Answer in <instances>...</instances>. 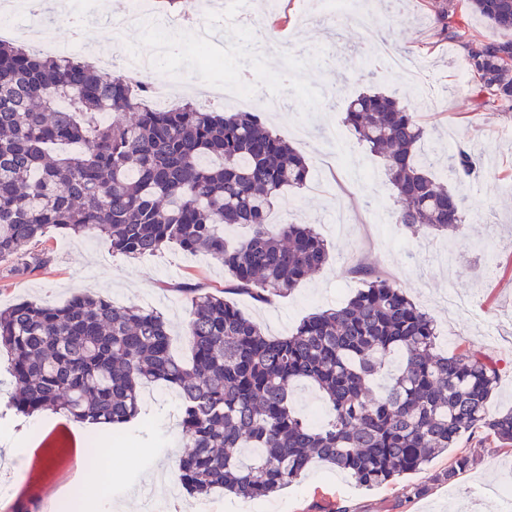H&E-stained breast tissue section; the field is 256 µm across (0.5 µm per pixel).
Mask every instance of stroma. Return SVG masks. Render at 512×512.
I'll return each mask as SVG.
<instances>
[{
    "mask_svg": "<svg viewBox=\"0 0 512 512\" xmlns=\"http://www.w3.org/2000/svg\"><path fill=\"white\" fill-rule=\"evenodd\" d=\"M259 16L260 27L234 30L236 53H222L219 66H202L196 29H186L182 53L168 56L163 72L179 80L193 75L196 103L223 113H260L273 133L305 156L309 173L301 188L285 191L274 203L276 224H308L325 240L329 260L290 293L259 303L235 296L241 312L266 334L286 336L303 318L346 302L361 281L355 265L366 266L401 288L433 320L439 348L453 353L471 347L497 359L499 375L486 412L512 409V111L475 110L472 76L459 42L439 36L435 12L441 0H405L387 12L376 0H354V11L387 35L394 51L429 66L423 81L408 83L390 69L374 44L349 18L322 14V0H237ZM291 43L285 69L252 50L259 28ZM248 70V85L261 96L280 98L286 112L261 105L212 99L207 85L225 72ZM369 92L393 94L418 112L427 130L425 149H460L478 156L480 176L458 180L447 162L433 173L465 206V223L455 232L407 235L396 224L395 191L383 160L344 124L348 103ZM47 266L30 270L12 258L0 260V309L21 301L62 303L79 291L109 297L114 305H137L161 312L173 350L187 356L183 328L190 305L180 283L221 288L230 281L223 267L204 254L168 248L130 259L112 253L101 239L47 237ZM12 385L0 387V448H15L12 461L0 459V512L26 504L53 512L65 492L80 483L84 464L100 459L93 473L109 496H82V512H230L235 496L214 492L190 495L178 477L185 441L175 415L178 400L159 387L152 409L99 446L85 438H58L57 413L17 414L9 406ZM469 456L472 466L454 481L443 480L453 457ZM512 486V449L496 447L484 432L464 436L457 447L414 473L372 490L355 486L335 467L316 463L298 483L268 497L274 512H505L497 490Z\"/></svg>",
    "mask_w": 512,
    "mask_h": 512,
    "instance_id": "stroma-1",
    "label": "stroma"
}]
</instances>
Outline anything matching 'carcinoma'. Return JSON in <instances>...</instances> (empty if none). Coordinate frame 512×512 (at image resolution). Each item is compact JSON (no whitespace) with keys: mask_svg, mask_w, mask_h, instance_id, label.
Wrapping results in <instances>:
<instances>
[{"mask_svg":"<svg viewBox=\"0 0 512 512\" xmlns=\"http://www.w3.org/2000/svg\"><path fill=\"white\" fill-rule=\"evenodd\" d=\"M504 4L468 0L512 31ZM436 20L440 35L466 52L475 108L512 110V39L464 36L453 0ZM143 93L78 58L39 56L0 39V259L42 267L49 258L31 247L60 231L98 237L126 256L174 244L211 256L232 278L222 291L182 289L191 304L187 363L173 356L160 314L106 297L24 300L0 311L17 413L128 424L140 413L141 389L163 383L180 399L181 483L194 495L221 490L242 499L298 482L315 460L370 488L419 470L479 429L512 447V411L486 414L498 377L493 359L471 348L439 353L433 321L384 278L304 318L289 336H267L244 316L227 294L268 302L328 260L311 226L268 221L273 200L306 182V159L255 112L156 109ZM103 112L111 124L100 122ZM344 123L384 158L397 223L413 235L464 224L462 201L433 177L436 157L421 152L426 131L408 106L360 94ZM448 170L470 178L482 166L459 150ZM235 225L251 234L230 247L224 228ZM297 381L326 400L323 424L295 411Z\"/></svg>","mask_w":512,"mask_h":512,"instance_id":"obj_1","label":"carcinoma"}]
</instances>
